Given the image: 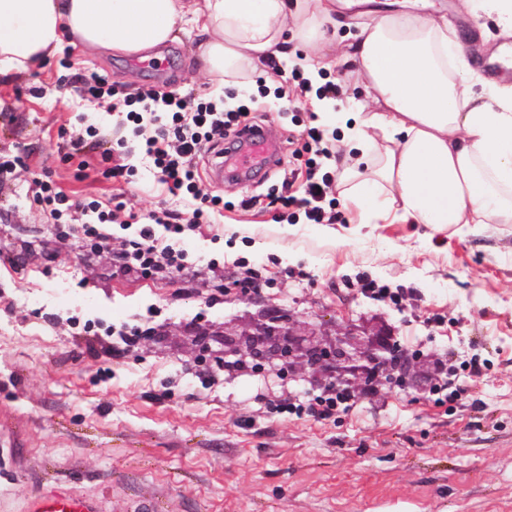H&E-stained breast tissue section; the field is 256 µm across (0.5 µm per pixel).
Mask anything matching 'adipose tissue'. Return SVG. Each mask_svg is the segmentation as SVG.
I'll return each instance as SVG.
<instances>
[{"label": "adipose tissue", "instance_id": "obj_1", "mask_svg": "<svg viewBox=\"0 0 512 512\" xmlns=\"http://www.w3.org/2000/svg\"><path fill=\"white\" fill-rule=\"evenodd\" d=\"M201 39V61L232 85L299 44L321 69L353 66L378 109L335 112L351 156L341 193L389 223H512V86L482 77L467 38L433 0H0V67L27 70L64 35L136 54Z\"/></svg>", "mask_w": 512, "mask_h": 512}]
</instances>
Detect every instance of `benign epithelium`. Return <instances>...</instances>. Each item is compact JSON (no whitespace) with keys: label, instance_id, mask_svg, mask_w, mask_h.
<instances>
[{"label":"benign epithelium","instance_id":"benign-epithelium-1","mask_svg":"<svg viewBox=\"0 0 512 512\" xmlns=\"http://www.w3.org/2000/svg\"><path fill=\"white\" fill-rule=\"evenodd\" d=\"M263 322L251 331L235 337H224L222 348L214 351L205 346L210 361L219 367H232L252 354L268 359L272 367H286L293 373L307 367L322 373L321 380L329 388L359 390L367 397L376 396L380 387L407 376L410 360L405 351L381 338L371 347L361 350L353 338L336 340L324 346L312 337L296 332V321L269 307L260 310Z\"/></svg>","mask_w":512,"mask_h":512}]
</instances>
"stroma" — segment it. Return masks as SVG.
Returning a JSON list of instances; mask_svg holds the SVG:
<instances>
[{
	"label": "stroma",
	"mask_w": 512,
	"mask_h": 512,
	"mask_svg": "<svg viewBox=\"0 0 512 512\" xmlns=\"http://www.w3.org/2000/svg\"><path fill=\"white\" fill-rule=\"evenodd\" d=\"M447 2L472 67L490 73L483 59L504 44L500 28ZM198 45L188 26L137 60L68 42L0 74V153L19 159L0 182V512H27L45 490L95 499L100 512H512V224H364L336 188L318 224L295 207L242 206L288 174L301 194L305 166L292 152L315 112L310 99L259 93L253 77L225 88L200 68ZM91 73L228 107L246 96L255 123L278 136L281 165L248 181L215 180L203 152L197 184L224 208L180 241V271L145 276L115 262L134 236L130 215L183 204L137 156L115 154L137 167L117 182L98 151L73 149L110 121L71 85ZM493 76L512 84V70ZM43 174L113 208L105 247L34 202ZM250 269L265 280L259 305L234 285ZM367 281L398 301L364 292ZM264 305L324 342L349 325L390 335L411 356L406 384L353 394L326 420L283 413L322 387L250 358L224 369L201 356V342L249 328ZM447 382L461 393L437 402Z\"/></svg>",
	"instance_id": "35a3bbf8"
}]
</instances>
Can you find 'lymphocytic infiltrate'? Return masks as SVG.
I'll return each instance as SVG.
<instances>
[{
  "mask_svg": "<svg viewBox=\"0 0 512 512\" xmlns=\"http://www.w3.org/2000/svg\"><path fill=\"white\" fill-rule=\"evenodd\" d=\"M78 92L84 100L106 104L108 111L116 113L118 125L144 121L154 124L156 134L146 139L143 151L159 181L173 196L188 200L190 209L184 213L165 209L149 215L118 259L123 266L146 275L158 273L164 267L180 269L185 253L178 244L186 228L205 223L210 212L222 203L220 197L199 194L197 160L205 148L223 141L227 130L250 124L249 101H240L232 109L210 100L192 107L187 97L172 91L163 97L165 111L156 113L148 106L154 97L153 91H130L119 98L114 87L97 75L80 78ZM335 181V175L328 171L317 177L312 175L305 185L303 197L281 194L275 201L284 208L303 205L307 218L317 222L322 218L320 204ZM34 199L54 217L66 211L80 213L84 217L80 224L84 242L93 248L105 245L109 238L106 227L111 224L112 215L100 203L73 200L49 179L36 180Z\"/></svg>",
  "mask_w": 512,
  "mask_h": 512,
  "instance_id": "obj_1",
  "label": "lymphocytic infiltrate"
}]
</instances>
